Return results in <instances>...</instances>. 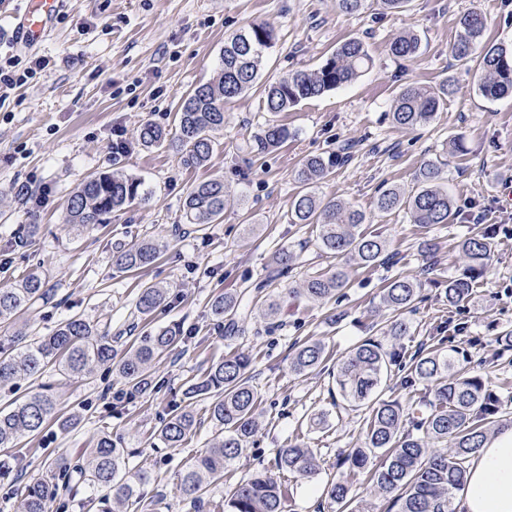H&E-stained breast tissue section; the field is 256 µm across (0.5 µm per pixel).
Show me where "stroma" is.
Segmentation results:
<instances>
[{"mask_svg": "<svg viewBox=\"0 0 512 512\" xmlns=\"http://www.w3.org/2000/svg\"><path fill=\"white\" fill-rule=\"evenodd\" d=\"M26 4L15 0L0 12V52L45 56L50 64L37 82L0 101V288L24 270L45 273L50 299L36 301L22 316L43 334L81 314L110 324L121 353L160 326L179 325L184 340L156 360V387L146 394L132 392L110 367L87 378L44 374L59 417L74 426L48 427L26 453L0 449V463L11 472L0 482V512H14L25 486L52 474L56 457L78 459L103 431L126 449L131 471L151 475L140 503H125L119 512H191L176 485L184 464L210 448L217 432L206 402L194 405L197 425L184 447H167L158 432L173 409L186 405L188 386L231 351L253 360L260 429L225 470V484L270 465L277 449L296 439L313 448L317 470L307 478L283 475L286 512H338L323 489L346 474L343 458L362 447L365 413L337 409L329 371L293 373V345L323 340L335 362L360 341L383 338L389 312L381 292L399 275L423 283L407 314L411 334L404 346L414 351L442 338L444 350L460 351L470 371L487 379L500 398L498 420L512 424V348L500 341L512 333V97L484 98L474 71L451 52L460 16L474 9L486 17V42L511 48L512 0H410L396 14L374 7L346 14L336 0H63L50 36L35 47L14 34ZM254 22L269 23L276 33L266 78L315 71L352 37L366 43L374 63L355 83L278 114L293 133L278 148H241L269 118L258 86L225 104L224 128L206 165L185 164L168 142L143 147L138 126L149 120L174 134L185 94L216 77L225 39ZM403 32L420 39L414 58L390 53L391 40ZM449 78L454 92L429 125L393 124L391 104L401 87ZM339 150L350 158L320 181L318 192L365 212V231L391 243L388 263L363 269L340 262L320 250L314 225L288 221L305 157ZM429 160L443 164L452 223L426 229L404 212L376 209L381 186L413 191L417 168ZM112 169L144 181L148 200L113 212L94 229L72 231L63 222L69 192L89 175ZM208 179L223 180L232 203L221 223H187L183 202ZM480 223L496 229L492 260L470 298L449 304L444 290L463 269L459 244ZM33 224L39 230L32 235ZM146 238L161 249L153 267L135 275L113 264L117 247ZM425 239L437 242L436 260L421 253ZM284 248L295 251V265L269 280L272 258ZM339 267L348 280L339 296L286 305L275 321L256 303L244 333L235 337H225L211 315L210 302L220 293L264 280L269 296ZM144 282L169 290L148 320L134 309ZM318 413L327 416L319 428L311 423Z\"/></svg>", "mask_w": 512, "mask_h": 512, "instance_id": "1", "label": "stroma"}]
</instances>
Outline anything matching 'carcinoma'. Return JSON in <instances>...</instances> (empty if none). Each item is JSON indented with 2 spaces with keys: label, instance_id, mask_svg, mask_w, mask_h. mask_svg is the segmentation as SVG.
Masks as SVG:
<instances>
[{
  "label": "carcinoma",
  "instance_id": "1",
  "mask_svg": "<svg viewBox=\"0 0 512 512\" xmlns=\"http://www.w3.org/2000/svg\"><path fill=\"white\" fill-rule=\"evenodd\" d=\"M460 32L452 46L454 58L475 64L480 73L478 91L486 98L512 96V49L483 42L486 18L472 10L461 16ZM273 47V29L266 22L252 23L224 40L222 66L216 79L194 87L177 112L176 148L185 153V162L205 165L213 152V134L224 129V102L263 84L265 108L275 116L304 100L319 97L346 86L373 65L366 44L357 37L340 43L323 65L312 73L297 72L288 77L263 80V66ZM420 40L404 33L393 39L390 50L401 59L418 54ZM453 93L449 81L437 87L408 85L392 102V119L400 127L414 128L431 123L441 103ZM291 131L273 120L254 137L256 150L265 151L283 144ZM139 141L147 148L161 145L166 133L152 122L138 129ZM348 160L344 155H314L306 158L298 172L301 190L295 195L288 221L291 224L319 226L321 250L360 266L379 265L390 256L386 239L361 230L366 215L341 200L324 201L316 184ZM441 162L427 161L415 173V191L407 194L397 186L381 189L376 208L383 213L405 211L415 224H448L453 203L443 183ZM150 191L142 180L122 172H101L80 184L67 199L65 223L83 232L106 223L112 211L134 201L148 199ZM230 205V192L221 180L197 184L183 202L191 224H218ZM495 229L486 226L467 237L461 252L468 270L482 271L491 259V238ZM160 257L159 245L143 241L117 250L116 265L128 272L141 271ZM296 256L281 249L273 259L269 280L283 276ZM347 286L341 270L312 276L298 287H289L268 299L267 310L278 314L285 303L302 299L331 298ZM422 282L397 277L383 289L382 303L392 317L387 335L399 340L410 335V322L404 317L412 308ZM472 282L467 277L448 280L445 296L455 304L467 299ZM50 294L46 278L36 268L28 270L12 288H0V327L13 326L22 311ZM168 291L155 284L144 285L136 300L143 320L151 318L164 303ZM250 289L224 292L210 304L213 317L224 321L230 336L243 331L248 317ZM183 338L180 326L161 327L140 337L122 356L112 340L110 328L100 327L74 315L62 320L47 336L27 338L20 331L6 345L0 344V386L18 378H35L49 368L65 374L86 377L101 365L115 366L119 376L137 390L151 387L154 361ZM291 370L297 374L325 365L327 352L320 340L294 344ZM408 360L402 384L422 387L423 395L407 408L397 400L376 395L383 375L398 361ZM252 359L243 353H228L213 363L206 373L188 387L191 399L208 401L211 419L218 427V441L206 452L194 456L184 467L178 491L194 512L209 508L214 512H285L286 490L279 474L288 472L308 477L316 471L314 451L299 441L277 449L273 468L264 467L249 477L229 485L224 501L210 500V488L224 481V470L239 457L249 439L258 431V392L250 384ZM336 388L341 399L353 408H366L364 447L347 455L349 477L332 482L326 495L340 505L341 512H355L351 477L369 474L379 493L391 499L397 512H456L454 499L467 482L470 459L496 425L500 399L485 379L459 369V362L440 348L426 346L412 355L405 347L365 339L354 345L336 364ZM57 421L56 402L47 392L35 393L0 409V448H18L24 438L40 434ZM196 425L192 406L175 409L163 422L160 437L172 448L183 447ZM450 444L444 452L431 448L439 442ZM60 476L75 471L88 486L100 493L101 512H112L110 499L128 502L140 498V486L149 475L128 468V453L117 446L108 433L98 435L86 458L77 463L62 460L55 465ZM55 478L40 479L28 485L18 512H49L57 498Z\"/></svg>",
  "mask_w": 512,
  "mask_h": 512
}]
</instances>
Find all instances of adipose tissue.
<instances>
[{
  "instance_id": "adipose-tissue-1",
  "label": "adipose tissue",
  "mask_w": 512,
  "mask_h": 512,
  "mask_svg": "<svg viewBox=\"0 0 512 512\" xmlns=\"http://www.w3.org/2000/svg\"><path fill=\"white\" fill-rule=\"evenodd\" d=\"M458 512H512V425L501 427L472 457Z\"/></svg>"
}]
</instances>
